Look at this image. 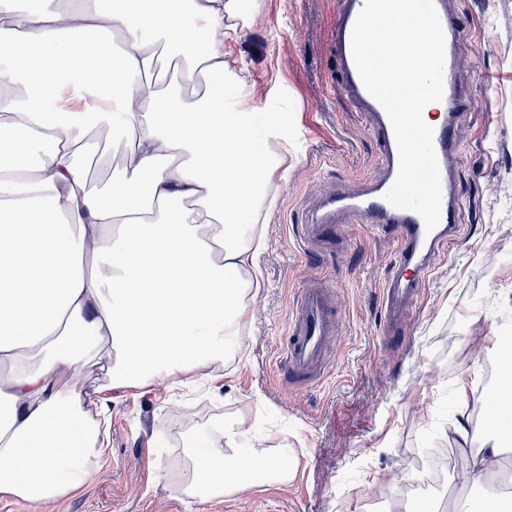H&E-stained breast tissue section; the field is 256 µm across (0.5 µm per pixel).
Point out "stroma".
I'll list each match as a JSON object with an SVG mask.
<instances>
[{
  "label": "stroma",
  "instance_id": "1",
  "mask_svg": "<svg viewBox=\"0 0 512 512\" xmlns=\"http://www.w3.org/2000/svg\"><path fill=\"white\" fill-rule=\"evenodd\" d=\"M342 7L256 0L231 46L248 65L259 110L288 115V169L271 190L262 286L240 355L205 394L156 385L108 392V439L96 470L52 512H187L190 445L222 420L255 429L263 447L288 445L296 473L285 485L258 483L213 500L207 512H362L370 490L407 508L409 486L384 475L420 469L427 446L444 449L443 481L457 491L467 457L451 428L457 379L470 377L469 411L484 428L481 382L499 355L490 339L512 334V0H448L461 21L457 80L468 105L464 148L452 162L464 235L404 318V347L387 339L380 303L395 246L389 235L356 226L316 255L296 243L323 192L354 190L381 174L364 113L333 85ZM308 284L336 302L338 337L320 378L291 387L276 364L285 358L294 294Z\"/></svg>",
  "mask_w": 512,
  "mask_h": 512
}]
</instances>
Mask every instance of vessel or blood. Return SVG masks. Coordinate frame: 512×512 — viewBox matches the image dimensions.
Listing matches in <instances>:
<instances>
[{
	"mask_svg": "<svg viewBox=\"0 0 512 512\" xmlns=\"http://www.w3.org/2000/svg\"><path fill=\"white\" fill-rule=\"evenodd\" d=\"M363 5L364 0H345L332 35L339 71L336 88L365 112L369 131L378 145V162L383 175L355 191L339 187L323 193L317 209L304 226L300 242L307 251L325 244L329 233L335 231L336 217L340 214L353 224L391 230L396 248L391 273L382 290V310L385 327L393 333L399 327L406 305L421 299L437 258L454 246L463 233V203L450 170V162L462 145L460 130L465 110L457 88L459 21L449 13L446 0H434L445 37L441 100L444 112L441 122L433 127V146L441 177V217L438 225L429 230L418 213L395 207L385 199L398 174L399 151L390 120L384 108L365 89L352 56V29ZM337 333V313L327 294L319 288H300L294 299L286 343L285 374L290 383H306L321 371Z\"/></svg>",
	"mask_w": 512,
	"mask_h": 512,
	"instance_id": "obj_1",
	"label": "vessel or blood"
}]
</instances>
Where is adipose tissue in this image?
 Instances as JSON below:
<instances>
[{
	"label": "adipose tissue",
	"mask_w": 512,
	"mask_h": 512,
	"mask_svg": "<svg viewBox=\"0 0 512 512\" xmlns=\"http://www.w3.org/2000/svg\"><path fill=\"white\" fill-rule=\"evenodd\" d=\"M244 0H0V495L35 505L84 484L102 454L81 364L109 388L179 384L235 359L260 282L268 191L288 166L270 148L282 113L259 114L228 42ZM123 152L90 180V131ZM453 433L467 483L491 485L502 441L478 434L470 382ZM287 448L235 421L193 449L207 471L190 512L260 482L285 485Z\"/></svg>",
	"instance_id": "adipose-tissue-1"
}]
</instances>
